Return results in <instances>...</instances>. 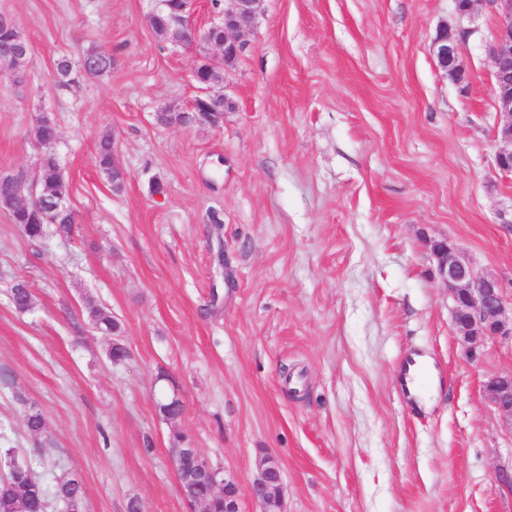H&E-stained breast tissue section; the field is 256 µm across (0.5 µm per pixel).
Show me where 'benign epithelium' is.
I'll list each match as a JSON object with an SVG mask.
<instances>
[{"instance_id": "1", "label": "benign epithelium", "mask_w": 512, "mask_h": 512, "mask_svg": "<svg viewBox=\"0 0 512 512\" xmlns=\"http://www.w3.org/2000/svg\"><path fill=\"white\" fill-rule=\"evenodd\" d=\"M154 7L148 15L153 32L166 42L177 46L219 52L220 60L229 63L239 59L247 48L242 37L256 28L263 13L264 0H224V9L210 22L203 35L191 21L195 0H152ZM495 16L492 41L487 52L492 60V87L496 113L497 150L495 166L506 176L512 175V0H482ZM471 31L442 29L436 37L432 51L438 67L444 74L458 82L465 77L461 52ZM31 44L23 34L17 20L11 15L0 17V74L16 77L21 73ZM232 109L226 97L209 103L212 113L203 125L216 128L224 124V112ZM11 209L27 208L35 204L43 219L50 223L61 215L71 213L68 197L29 201L24 193L4 200ZM437 260L440 279L448 288L452 300L453 321L457 334L465 344L499 336L512 337V313L508 312L503 298L502 283L489 275L478 272L463 258L447 239L426 240ZM485 393L498 411L512 420V372L493 375L484 385ZM213 488H221L219 497L224 512H239V499L247 494L257 501L262 512H282V472L279 462L266 457L259 477L243 488L231 476H223L210 469Z\"/></svg>"}]
</instances>
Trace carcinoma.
Masks as SVG:
<instances>
[{"label": "carcinoma", "mask_w": 512, "mask_h": 512, "mask_svg": "<svg viewBox=\"0 0 512 512\" xmlns=\"http://www.w3.org/2000/svg\"><path fill=\"white\" fill-rule=\"evenodd\" d=\"M95 63L96 74L101 75L112 70V52L107 49L94 50L89 54ZM112 136H102L96 148V159L99 168L108 180L119 183L118 175L112 174ZM28 183L37 186V193L45 197H53L66 193V184L61 174L59 164L41 162L38 167L28 174ZM11 221L21 227L23 235L32 242L41 243L49 237H69L73 233L75 217L70 215L61 218L57 223L48 226L18 212H13ZM11 304L19 312H26L33 307V293L25 280L17 281L11 288ZM93 327L105 335L117 336L121 332L120 323L112 313L104 308H94L90 311ZM28 433L37 437L45 430V420L38 410H31L24 416ZM13 449L6 450L9 459L0 465V504L8 502V512H49L50 499L62 501L68 512H81L83 500V485L75 477L59 479L53 495H48L40 476L35 469L25 463H18L11 457ZM176 458V476L184 492V497L190 503L212 500L208 482L207 468L209 464L200 457L183 454L182 448L174 449Z\"/></svg>", "instance_id": "obj_1"}]
</instances>
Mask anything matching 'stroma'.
I'll return each mask as SVG.
<instances>
[{"label":"stroma","instance_id":"35a3bbf8","mask_svg":"<svg viewBox=\"0 0 512 512\" xmlns=\"http://www.w3.org/2000/svg\"><path fill=\"white\" fill-rule=\"evenodd\" d=\"M151 6L0 0L32 44L24 81L0 76V171L36 166L29 131L51 115L76 217L70 239L37 246L0 210L5 445L46 485L80 478L82 512H198L176 480L177 434L244 487L275 456L284 512H512L495 481L512 422L483 391L512 371V339L461 342L425 245L450 240L512 301L487 7L265 0L216 87L235 107L214 129L159 121L196 95L199 59L155 36ZM444 27L471 31L464 82L431 54ZM100 48L110 72L54 85L59 54ZM106 133L128 173L118 190L96 161ZM20 279L25 313L9 301ZM93 306L121 322L123 361ZM415 354L440 380L428 411L401 382ZM163 393L180 398L177 420Z\"/></svg>","mask_w":512,"mask_h":512}]
</instances>
